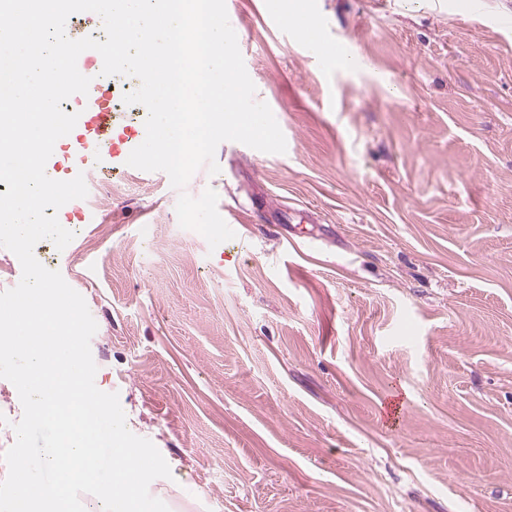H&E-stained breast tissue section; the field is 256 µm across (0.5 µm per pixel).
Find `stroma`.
I'll return each instance as SVG.
<instances>
[{
    "label": "stroma",
    "instance_id": "stroma-1",
    "mask_svg": "<svg viewBox=\"0 0 512 512\" xmlns=\"http://www.w3.org/2000/svg\"><path fill=\"white\" fill-rule=\"evenodd\" d=\"M288 2L226 0L285 153L223 142L181 192L92 178L98 223L34 255L176 512H512V0H302L350 72ZM209 187L237 236L213 249L175 210ZM294 31L303 35L308 48L325 43L327 57L339 59L336 62L339 68L353 69L358 65L356 59L342 58L352 52L351 45L340 38L330 39L325 25L316 16L310 14L301 16L295 22Z\"/></svg>",
    "mask_w": 512,
    "mask_h": 512
}]
</instances>
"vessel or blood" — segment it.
Listing matches in <instances>:
<instances>
[{
  "label": "vessel or blood",
  "mask_w": 512,
  "mask_h": 512,
  "mask_svg": "<svg viewBox=\"0 0 512 512\" xmlns=\"http://www.w3.org/2000/svg\"><path fill=\"white\" fill-rule=\"evenodd\" d=\"M295 29L302 34L306 46L325 45L331 58H341L351 53L352 48L344 40L329 39L325 25L313 15L301 16L295 22ZM80 117L75 133L69 134V159L66 166H59L55 160H48L49 171H63L65 179L77 174L92 177L125 171L130 152L140 145L144 135L129 130L121 113L112 106V91L100 81L90 84L89 92L78 95Z\"/></svg>",
  "instance_id": "obj_1"
}]
</instances>
